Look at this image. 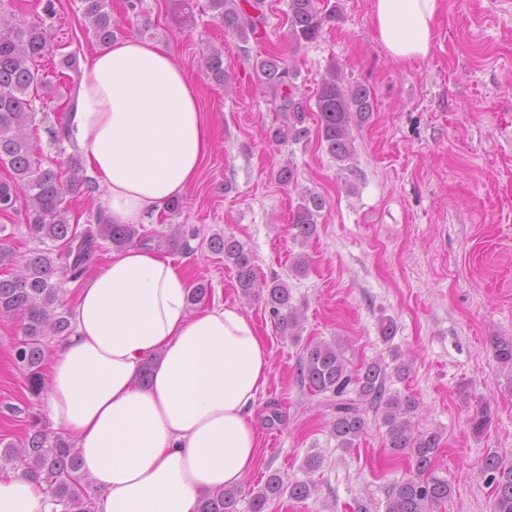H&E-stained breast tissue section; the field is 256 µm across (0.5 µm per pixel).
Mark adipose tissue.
Wrapping results in <instances>:
<instances>
[{
    "label": "adipose tissue",
    "instance_id": "ef3b65f1",
    "mask_svg": "<svg viewBox=\"0 0 512 512\" xmlns=\"http://www.w3.org/2000/svg\"><path fill=\"white\" fill-rule=\"evenodd\" d=\"M440 0H374L396 62L427 57ZM63 133L93 174L111 223L139 224L184 196L211 148L194 81L162 46L119 38L82 61ZM189 281L134 246L82 280L72 330L56 344L47 410L72 437L96 512H198L202 495L240 486L257 456L254 412L270 353L238 307L190 312ZM149 383H141L143 369ZM46 486L0 475V512H52Z\"/></svg>",
    "mask_w": 512,
    "mask_h": 512
}]
</instances>
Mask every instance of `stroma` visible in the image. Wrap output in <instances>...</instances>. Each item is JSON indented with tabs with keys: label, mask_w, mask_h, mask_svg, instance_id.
I'll list each match as a JSON object with an SVG mask.
<instances>
[{
	"label": "stroma",
	"mask_w": 512,
	"mask_h": 512,
	"mask_svg": "<svg viewBox=\"0 0 512 512\" xmlns=\"http://www.w3.org/2000/svg\"><path fill=\"white\" fill-rule=\"evenodd\" d=\"M47 24L55 54L96 50L80 0H52ZM185 18L175 0H109L118 36L165 46L199 88L213 145L178 213L144 225L149 247L207 302L237 306L270 351L272 371L255 412L256 467L241 486L238 512L267 476L313 482L305 500L281 496L267 512H353L358 502L386 512L393 483L408 477L411 457L393 454L378 414L368 413L355 446L339 447L334 413L298 378L304 348L341 340L352 369L400 354L410 366L390 377L391 391L415 397L417 430L440 436L433 467L453 496L445 512H490L492 489L481 468L488 453L512 458V371L492 343L512 336V0H440L430 54L394 62L372 19L373 0H318L327 15L320 37L294 43L290 0H265L266 28L241 40L215 21L207 0ZM224 53V84L206 71L212 49ZM285 54L297 99L307 104V137L275 141L284 121L279 97L256 66ZM345 84L375 94L374 112L353 126L349 160L321 144L313 110L329 65ZM79 80L52 82L31 136L43 167L66 170L74 146L58 148L50 131L65 120ZM292 165L294 179L278 173ZM325 205L317 232L296 239L291 224L303 198ZM232 236L250 250L259 279L287 281L299 314L298 339L281 333L262 301L243 296L231 264L210 252L211 237ZM304 272H296L298 259ZM397 327L391 343L381 319ZM21 317H0V448L20 444L34 420H48L43 396L28 390L14 360ZM492 422L474 434L477 404ZM320 466L308 471L306 460Z\"/></svg>",
	"instance_id": "obj_1"
}]
</instances>
